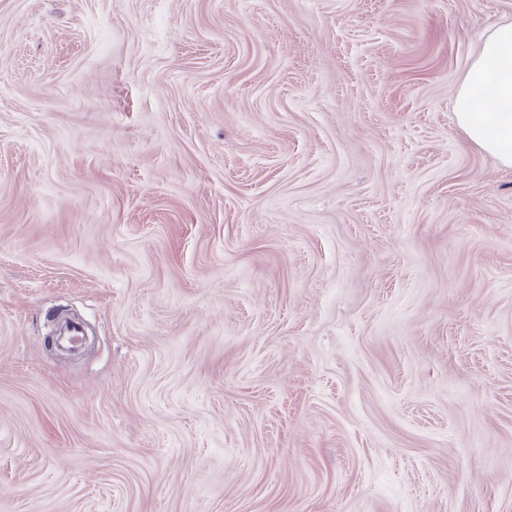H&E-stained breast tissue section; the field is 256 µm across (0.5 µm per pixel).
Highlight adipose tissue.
<instances>
[{
    "label": "adipose tissue",
    "mask_w": 512,
    "mask_h": 512,
    "mask_svg": "<svg viewBox=\"0 0 512 512\" xmlns=\"http://www.w3.org/2000/svg\"><path fill=\"white\" fill-rule=\"evenodd\" d=\"M455 117L474 145L512 167V21L486 36L457 93Z\"/></svg>",
    "instance_id": "ef3b65f1"
}]
</instances>
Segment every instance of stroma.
<instances>
[{"instance_id": "1", "label": "stroma", "mask_w": 512, "mask_h": 512, "mask_svg": "<svg viewBox=\"0 0 512 512\" xmlns=\"http://www.w3.org/2000/svg\"><path fill=\"white\" fill-rule=\"evenodd\" d=\"M506 19L0 0V512H512ZM454 113L474 145L512 167V21L492 26L457 93Z\"/></svg>"}]
</instances>
